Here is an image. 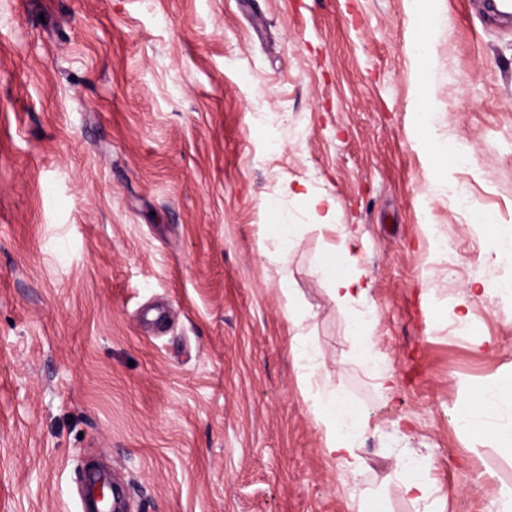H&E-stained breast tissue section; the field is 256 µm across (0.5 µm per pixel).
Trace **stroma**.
<instances>
[{
    "label": "stroma",
    "instance_id": "stroma-1",
    "mask_svg": "<svg viewBox=\"0 0 512 512\" xmlns=\"http://www.w3.org/2000/svg\"><path fill=\"white\" fill-rule=\"evenodd\" d=\"M436 140L467 161L442 166ZM304 181L358 231L392 390L316 271L338 236L310 224ZM481 214L512 226V22L480 0H0V512H78L98 464L127 512H357L363 494L416 512L394 472L413 452L431 512H486L512 457L456 414L512 373V257ZM277 216L291 243L264 237ZM284 276L321 376L366 419L346 481ZM279 290L282 297L286 301V306L288 309V320H290L294 326L300 327L302 322L306 319V316L298 308L294 288L290 287V283L287 277H284L280 280Z\"/></svg>",
    "mask_w": 512,
    "mask_h": 512
}]
</instances>
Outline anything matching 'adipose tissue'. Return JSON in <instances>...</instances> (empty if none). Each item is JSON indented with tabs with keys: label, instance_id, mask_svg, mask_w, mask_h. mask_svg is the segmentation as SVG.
<instances>
[{
	"label": "adipose tissue",
	"instance_id": "obj_1",
	"mask_svg": "<svg viewBox=\"0 0 512 512\" xmlns=\"http://www.w3.org/2000/svg\"><path fill=\"white\" fill-rule=\"evenodd\" d=\"M307 214L313 226L321 229H339L341 243L329 250L319 264V272L329 285V293L337 307L351 309L367 294L365 273L355 264L351 252L357 233L348 226H336V201L325 193L305 189L302 194ZM376 319L355 315L349 321V333L360 348L361 360L375 386L388 389L390 376L374 365L373 332ZM312 412L324 436L327 455L334 457L340 468L341 479L355 476L363 466L356 443L365 429L361 409L352 400L323 385L308 392ZM512 409V375L499 376L482 383L472 399L458 413L460 425L469 431L488 429L494 432L503 453L512 455V421L503 413ZM429 465L419 456H402L395 462L398 487L404 497L415 504L426 503L432 495L428 477Z\"/></svg>",
	"mask_w": 512,
	"mask_h": 512
}]
</instances>
